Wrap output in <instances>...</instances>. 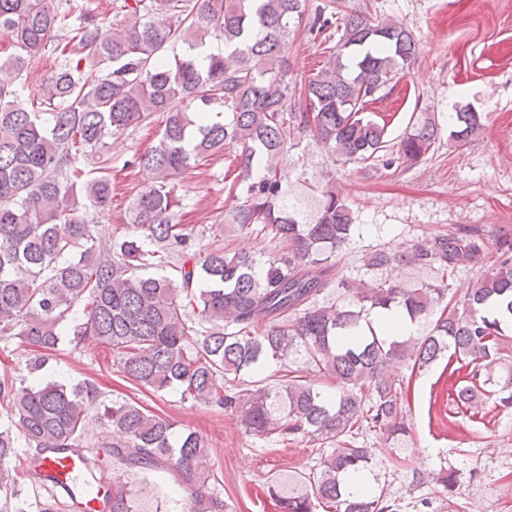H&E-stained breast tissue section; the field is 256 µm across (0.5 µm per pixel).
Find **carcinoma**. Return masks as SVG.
I'll return each mask as SVG.
<instances>
[{
	"label": "carcinoma",
	"instance_id": "cac0c4a2",
	"mask_svg": "<svg viewBox=\"0 0 512 512\" xmlns=\"http://www.w3.org/2000/svg\"><path fill=\"white\" fill-rule=\"evenodd\" d=\"M120 23L87 16L75 22L70 0H0V36L14 52L0 71L21 72L51 47L54 66L20 94L0 81V337L21 339L40 353L61 343V323L73 307L85 321L73 332L112 349L125 377L155 391L240 413L245 431L282 442L335 446L318 471L284 490L267 492L278 512H398L369 485L354 494L347 479L371 463L368 449L349 438L368 429L388 439L409 433L402 396L409 381L400 367L420 370L448 359V395L459 410L489 400L512 405V236L490 240L478 227L458 226L399 253L373 252L375 270L404 260L438 266L440 280L411 287L386 280L366 284L339 269L354 230L346 199L327 186L311 218L283 188L278 159L295 133H310L344 163H364L387 147V123L363 115L412 69L418 45L411 32L387 21L334 11L306 0H116ZM341 35L320 69L299 85L288 40L302 30L315 40ZM213 37L224 50L201 65L195 50ZM184 46L169 62L158 53ZM220 105L231 120L214 111ZM160 113L158 143L127 166L147 176L133 198L121 234L103 252L85 215L112 201L104 139ZM469 106L455 111L449 138L465 143L481 128ZM438 125L417 121L400 141L398 159L418 162L436 143ZM241 146L232 214L240 232L262 225L287 250L257 258L215 244L195 249L196 228L174 222L176 180L193 164ZM159 244L144 249L145 240ZM496 261L456 300L448 278L476 267L489 250ZM178 258L180 295L163 277L144 276L152 260ZM206 287L199 290V283ZM334 289L343 302L319 304ZM397 309L426 330L407 339L380 336L374 317ZM204 326L199 338L189 323ZM289 360L288 377L271 385L247 381L270 364ZM335 384L327 392L307 380ZM91 381L30 385L0 381V405L37 456L78 451L89 433ZM100 423L123 435L112 456L136 469L164 468L194 485L187 512H229L207 491L201 469L208 444L197 432L171 442L173 423L135 401L104 406ZM15 438L0 428V492L14 496L25 473L13 463ZM457 470L435 481L452 498ZM112 512H135L125 486L112 485Z\"/></svg>",
	"mask_w": 512,
	"mask_h": 512
}]
</instances>
